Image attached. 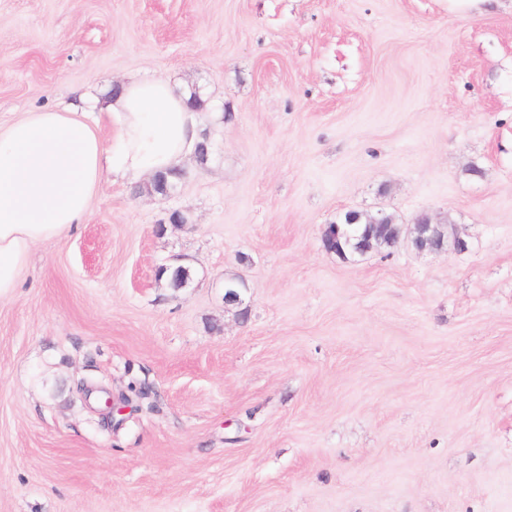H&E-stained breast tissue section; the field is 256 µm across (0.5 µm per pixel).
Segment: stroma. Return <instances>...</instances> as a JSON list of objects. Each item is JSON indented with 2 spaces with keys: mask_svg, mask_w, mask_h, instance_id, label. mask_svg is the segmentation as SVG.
I'll return each mask as SVG.
<instances>
[{
  "mask_svg": "<svg viewBox=\"0 0 512 512\" xmlns=\"http://www.w3.org/2000/svg\"><path fill=\"white\" fill-rule=\"evenodd\" d=\"M131 75L209 159L106 177L0 300V512H512V0H0L1 125ZM348 210L466 247L346 260ZM413 226L411 242L418 251H460L465 247L460 237L455 236L450 240L444 224L432 222L427 215L421 216ZM98 391L103 393L100 399L101 407L99 411L104 419H110L113 422L116 415H124L125 408L129 406V400L126 397L116 398L104 388H100Z\"/></svg>",
  "mask_w": 512,
  "mask_h": 512,
  "instance_id": "1",
  "label": "stroma"
}]
</instances>
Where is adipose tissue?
<instances>
[{
	"mask_svg": "<svg viewBox=\"0 0 512 512\" xmlns=\"http://www.w3.org/2000/svg\"><path fill=\"white\" fill-rule=\"evenodd\" d=\"M105 111L118 124L108 146L74 111L0 125V299L14 293L35 246L84 219L104 174L137 184L182 168L200 139L199 114L161 79L122 82Z\"/></svg>",
	"mask_w": 512,
	"mask_h": 512,
	"instance_id": "adipose-tissue-1",
	"label": "adipose tissue"
}]
</instances>
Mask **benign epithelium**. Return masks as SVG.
Wrapping results in <instances>:
<instances>
[{
  "mask_svg": "<svg viewBox=\"0 0 512 512\" xmlns=\"http://www.w3.org/2000/svg\"><path fill=\"white\" fill-rule=\"evenodd\" d=\"M343 216V221L325 225L322 232L323 248L339 257H347L345 248L349 244V239L344 230L346 226L356 228L354 253L359 256L373 251L379 252L386 247L390 248L401 237L400 225L392 223L391 218L382 212L371 215L349 210L344 212ZM411 242L419 251H460L465 247V242L461 238L457 236L448 238L444 225L432 221L426 215L421 216L414 224ZM158 271L163 275H169L177 289L189 286L185 270L181 266L161 265L158 267ZM246 291L245 281H239L237 286L227 289L224 294V304L243 305ZM99 392L103 393L100 399V412L104 419L112 420L117 415H124L125 408L129 406V400L126 397L116 398L104 388L99 389Z\"/></svg>",
  "mask_w": 512,
  "mask_h": 512,
  "instance_id": "obj_1",
  "label": "benign epithelium"
}]
</instances>
